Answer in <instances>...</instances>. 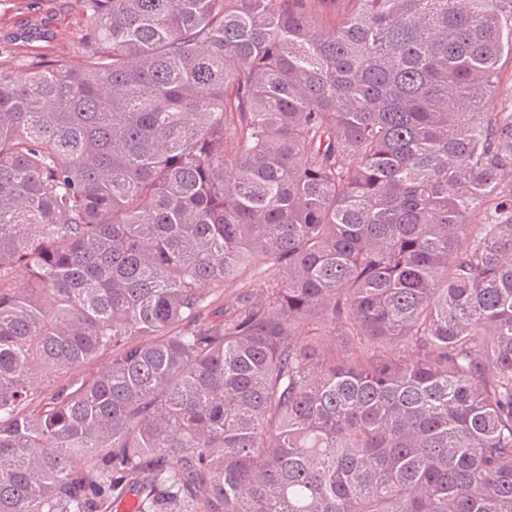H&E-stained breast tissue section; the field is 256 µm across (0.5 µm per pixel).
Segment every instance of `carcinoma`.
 <instances>
[{"label": "carcinoma", "mask_w": 512, "mask_h": 512, "mask_svg": "<svg viewBox=\"0 0 512 512\" xmlns=\"http://www.w3.org/2000/svg\"><path fill=\"white\" fill-rule=\"evenodd\" d=\"M84 2L0 72V512H512V0ZM491 112H512V64L507 61L503 67L502 80L497 95L490 103Z\"/></svg>", "instance_id": "obj_1"}]
</instances>
